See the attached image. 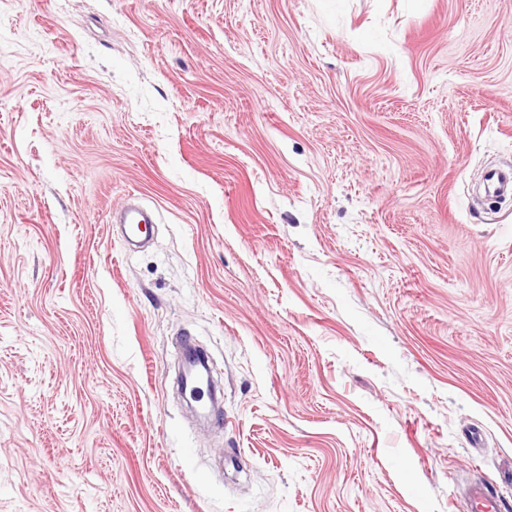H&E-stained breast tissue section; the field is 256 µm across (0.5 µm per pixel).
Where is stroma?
<instances>
[{
  "label": "stroma",
  "instance_id": "stroma-1",
  "mask_svg": "<svg viewBox=\"0 0 512 512\" xmlns=\"http://www.w3.org/2000/svg\"><path fill=\"white\" fill-rule=\"evenodd\" d=\"M493 166L512 0H0V512H512ZM125 224L129 236H139L144 227L154 222V212L143 206L129 205L117 211L113 218ZM465 502L469 512H501L500 498L482 480L467 483Z\"/></svg>",
  "mask_w": 512,
  "mask_h": 512
}]
</instances>
